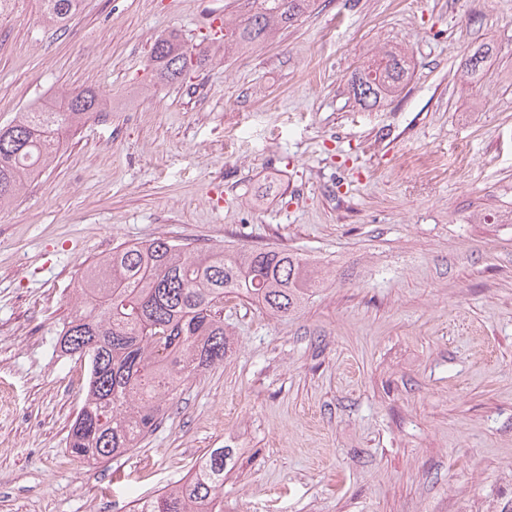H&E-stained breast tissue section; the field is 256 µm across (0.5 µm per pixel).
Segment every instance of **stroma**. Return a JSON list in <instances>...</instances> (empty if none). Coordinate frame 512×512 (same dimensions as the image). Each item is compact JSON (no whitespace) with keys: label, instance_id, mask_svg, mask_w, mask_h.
<instances>
[{"label":"stroma","instance_id":"stroma-1","mask_svg":"<svg viewBox=\"0 0 512 512\" xmlns=\"http://www.w3.org/2000/svg\"><path fill=\"white\" fill-rule=\"evenodd\" d=\"M244 11L0 16V126L64 90L111 107L0 209V512H113L214 448L232 451L223 512H512V0H314L263 50L212 46L190 82L152 77L157 37L196 43ZM391 46L407 87L359 107L355 69ZM156 238L288 248L327 279L289 318L225 301L223 363L90 468L67 448L87 366L56 333L82 268Z\"/></svg>","mask_w":512,"mask_h":512}]
</instances>
